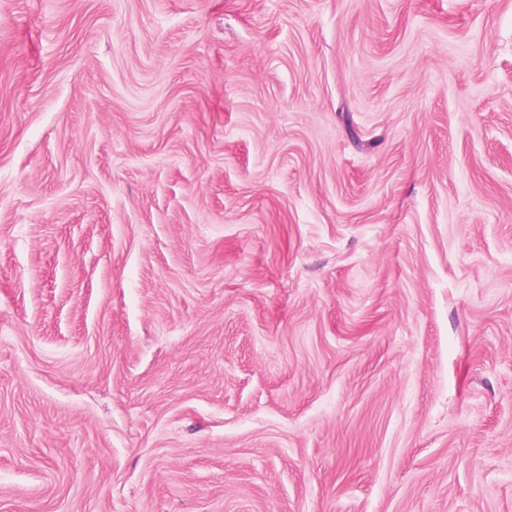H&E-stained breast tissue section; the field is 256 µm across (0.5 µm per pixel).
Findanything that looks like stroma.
Listing matches in <instances>:
<instances>
[{"mask_svg": "<svg viewBox=\"0 0 512 512\" xmlns=\"http://www.w3.org/2000/svg\"><path fill=\"white\" fill-rule=\"evenodd\" d=\"M0 512H512V0H0Z\"/></svg>", "mask_w": 512, "mask_h": 512, "instance_id": "obj_1", "label": "stroma"}]
</instances>
